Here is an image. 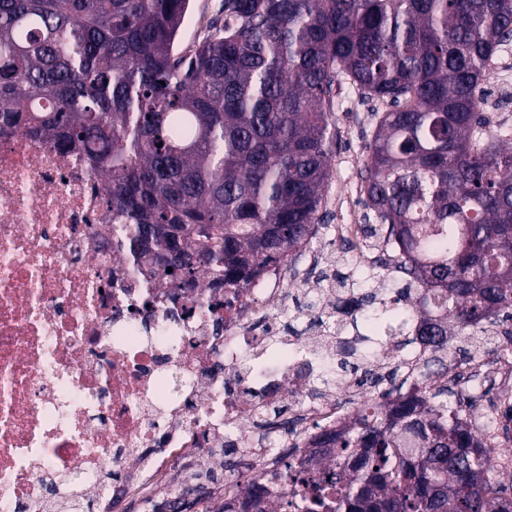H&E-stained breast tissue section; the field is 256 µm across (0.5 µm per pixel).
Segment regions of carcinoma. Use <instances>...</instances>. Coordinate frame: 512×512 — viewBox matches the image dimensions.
I'll return each mask as SVG.
<instances>
[{"mask_svg": "<svg viewBox=\"0 0 512 512\" xmlns=\"http://www.w3.org/2000/svg\"><path fill=\"white\" fill-rule=\"evenodd\" d=\"M190 0H0V134L83 152L123 247L170 287L201 270L245 288L316 235L330 175L333 88L388 105L365 163L366 225L407 277L382 305L408 343L512 320V124L482 111L512 46V0H224V23L173 54ZM172 272H167V268ZM378 296L349 290L355 318ZM336 375L365 350L340 342ZM307 451L291 499L255 481L222 512H512L495 449L448 384L395 385Z\"/></svg>", "mask_w": 512, "mask_h": 512, "instance_id": "carcinoma-1", "label": "carcinoma"}]
</instances>
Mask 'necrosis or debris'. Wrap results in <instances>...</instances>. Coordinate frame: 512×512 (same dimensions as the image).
<instances>
[{
  "label": "necrosis or debris",
  "instance_id": "1",
  "mask_svg": "<svg viewBox=\"0 0 512 512\" xmlns=\"http://www.w3.org/2000/svg\"><path fill=\"white\" fill-rule=\"evenodd\" d=\"M102 177L83 155L0 135V512H55L48 491L93 492L122 512L184 453L311 447L350 378L291 362L335 338L272 313L292 266L249 287L170 288L114 246Z\"/></svg>",
  "mask_w": 512,
  "mask_h": 512
}]
</instances>
